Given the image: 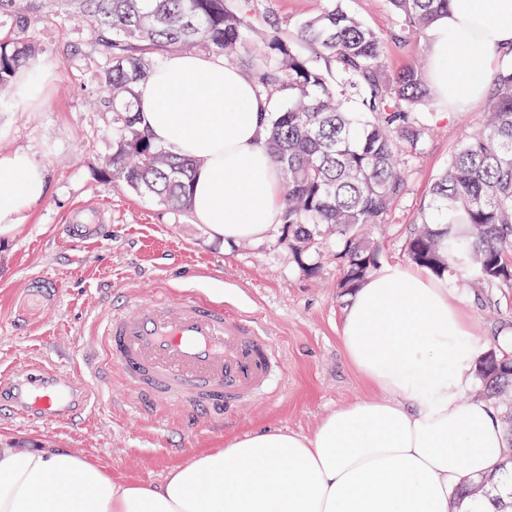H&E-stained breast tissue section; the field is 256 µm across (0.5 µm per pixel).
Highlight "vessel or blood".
Returning <instances> with one entry per match:
<instances>
[{
  "label": "vessel or blood",
  "instance_id": "1",
  "mask_svg": "<svg viewBox=\"0 0 512 512\" xmlns=\"http://www.w3.org/2000/svg\"><path fill=\"white\" fill-rule=\"evenodd\" d=\"M107 363L146 406L176 403L214 417L270 394L282 357L270 336L249 316L220 301L159 288L130 310L112 309L103 322ZM76 380L39 364L7 381V407L21 417L37 408V421L68 419L63 401Z\"/></svg>",
  "mask_w": 512,
  "mask_h": 512
}]
</instances>
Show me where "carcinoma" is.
<instances>
[{
  "label": "carcinoma",
  "instance_id": "cac0c4a2",
  "mask_svg": "<svg viewBox=\"0 0 512 512\" xmlns=\"http://www.w3.org/2000/svg\"><path fill=\"white\" fill-rule=\"evenodd\" d=\"M58 0H0V23L22 29ZM73 18L90 27L108 65L98 103L112 113V183L189 210L195 161L154 143L138 125L136 86L168 55L200 47L224 58L253 81L273 106L263 147L283 185L282 240L306 272L312 240L336 232L341 287L352 289L375 268L377 250L365 229L380 224L406 179L399 151L417 148L424 126L414 110L429 97L422 70L411 64L388 75L383 37L336 0L297 22L286 39L273 19L251 44L259 0H67ZM399 27L392 38L423 36L450 0H390ZM35 50L0 35V90L11 87ZM483 128L463 138L432 184L422 230L409 239L411 261L436 274L512 281V63L489 75ZM478 376L490 394L512 387V361L488 353ZM473 480L459 501L496 486Z\"/></svg>",
  "mask_w": 512,
  "mask_h": 512
}]
</instances>
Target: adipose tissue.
I'll use <instances>...</instances> for the list:
<instances>
[{
  "label": "adipose tissue",
  "instance_id": "ef3b65f1",
  "mask_svg": "<svg viewBox=\"0 0 512 512\" xmlns=\"http://www.w3.org/2000/svg\"><path fill=\"white\" fill-rule=\"evenodd\" d=\"M512 53V0H451L430 31V85L444 102L482 96L488 70L449 50ZM138 122L173 154L198 159L189 209L225 242L259 239L282 213L279 172L261 146L271 107L223 59L169 55L139 84ZM47 192L29 152L0 155V229L25 223ZM345 356L381 392L305 437L264 429L198 454L157 485L121 483L65 448L0 447V512H451L454 494L494 472L505 434L469 396L479 350L443 278L388 266L349 296Z\"/></svg>",
  "mask_w": 512,
  "mask_h": 512
}]
</instances>
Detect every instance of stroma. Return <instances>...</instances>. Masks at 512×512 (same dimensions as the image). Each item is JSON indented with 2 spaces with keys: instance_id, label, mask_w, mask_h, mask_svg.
<instances>
[{
  "instance_id": "stroma-1",
  "label": "stroma",
  "mask_w": 512,
  "mask_h": 512,
  "mask_svg": "<svg viewBox=\"0 0 512 512\" xmlns=\"http://www.w3.org/2000/svg\"><path fill=\"white\" fill-rule=\"evenodd\" d=\"M326 0H261L260 14L275 16L284 33L296 20L320 13ZM369 28L385 34L383 66L395 73L411 63L429 69L428 38L389 40L398 22L389 0H343ZM22 40L50 62L40 101L0 100V154L27 150L43 164L48 193L25 223L0 231V381L41 363L82 380L91 397L75 422L27 423L0 406V445L24 451L67 448L109 472L114 480L160 483L197 454L265 428L309 436L338 408L378 398L342 349L339 330L349 292L336 260L335 239H319L306 254L316 273L302 270L281 227L260 240L226 243L156 199L112 186L106 159L112 151V115L92 104L104 63L88 31L62 6L31 23ZM486 99L446 107L429 99L418 113L425 126L419 149L406 153V181L382 224L367 235L377 265H410L407 243L426 208L430 189L460 140L479 130ZM94 218L92 245L64 241L67 217ZM169 288L219 300L254 318L282 353V381L267 398L216 422L174 404L144 413L115 375L97 373L103 355L98 326L111 306L147 299ZM448 300L467 320L481 353L512 356V281L480 284L448 280Z\"/></svg>"
}]
</instances>
